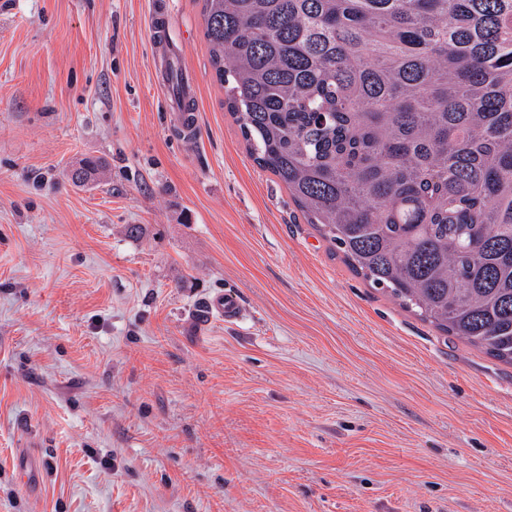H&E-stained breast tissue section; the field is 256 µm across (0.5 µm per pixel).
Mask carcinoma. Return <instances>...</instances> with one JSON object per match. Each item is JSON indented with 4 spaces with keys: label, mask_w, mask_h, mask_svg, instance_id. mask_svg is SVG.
<instances>
[{
    "label": "carcinoma",
    "mask_w": 512,
    "mask_h": 512,
    "mask_svg": "<svg viewBox=\"0 0 512 512\" xmlns=\"http://www.w3.org/2000/svg\"><path fill=\"white\" fill-rule=\"evenodd\" d=\"M202 2L253 161L370 287L512 365V0Z\"/></svg>",
    "instance_id": "1"
}]
</instances>
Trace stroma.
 Here are the masks:
<instances>
[{
	"instance_id": "35a3bbf8",
	"label": "stroma",
	"mask_w": 512,
	"mask_h": 512,
	"mask_svg": "<svg viewBox=\"0 0 512 512\" xmlns=\"http://www.w3.org/2000/svg\"><path fill=\"white\" fill-rule=\"evenodd\" d=\"M202 6L0 0V512H512V365L370 288L254 163ZM224 291L242 319L200 320ZM168 20L164 16L155 15L151 20L152 33L159 56V65L155 72V81L161 88L167 89L171 83L175 56L168 52L166 33ZM192 84V77L184 74L182 79V90L181 92L170 101L169 107L170 111L174 112V115L178 118L180 123V128L184 136H192L196 133L197 124L194 119H187L181 116L183 113V104L184 101L189 96V88ZM106 169L105 162L99 157L82 159L71 172V182L75 186H85L100 179Z\"/></svg>"
}]
</instances>
